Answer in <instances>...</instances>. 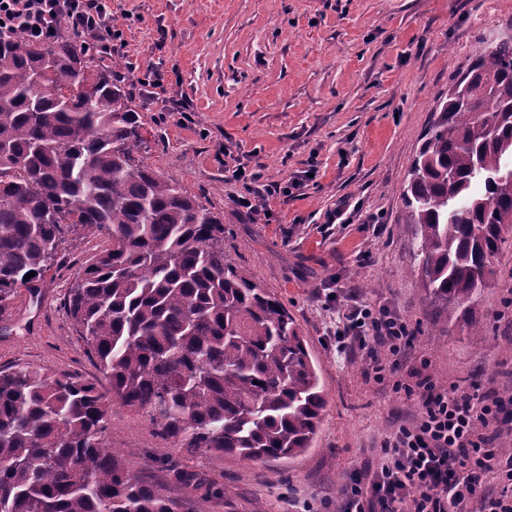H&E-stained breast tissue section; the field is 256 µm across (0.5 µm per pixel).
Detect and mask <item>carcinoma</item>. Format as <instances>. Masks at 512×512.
<instances>
[{
    "label": "carcinoma",
    "instance_id": "1",
    "mask_svg": "<svg viewBox=\"0 0 512 512\" xmlns=\"http://www.w3.org/2000/svg\"><path fill=\"white\" fill-rule=\"evenodd\" d=\"M88 50L62 32L0 31V308L18 287L39 293L79 230L111 241L65 302L110 388L0 369V512H182L105 443L114 402L188 455L291 459L312 447L323 385L286 306L224 253L223 219L137 157L119 61ZM440 112L405 222L427 298L481 336L471 302L512 224V36L448 85Z\"/></svg>",
    "mask_w": 512,
    "mask_h": 512
}]
</instances>
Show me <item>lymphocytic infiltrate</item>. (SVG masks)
Segmentation results:
<instances>
[{
  "label": "lymphocytic infiltrate",
  "instance_id": "obj_1",
  "mask_svg": "<svg viewBox=\"0 0 512 512\" xmlns=\"http://www.w3.org/2000/svg\"><path fill=\"white\" fill-rule=\"evenodd\" d=\"M64 24L106 57L122 37L107 20L104 0H0V28L47 39ZM232 176L251 192L238 200L245 208L252 196L288 197L302 185L296 176L267 183L260 170L241 165ZM412 337L409 324L388 307L358 300L333 333L337 351L354 345L365 351L367 378L391 382L397 392H420L422 400L418 419L382 441L379 466L351 474L342 512H470L474 503L479 512H512V454L497 443L503 430H512V413L478 385L442 388L417 370L411 382L396 379ZM488 476L495 491L484 488Z\"/></svg>",
  "mask_w": 512,
  "mask_h": 512
}]
</instances>
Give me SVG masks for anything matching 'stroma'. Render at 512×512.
<instances>
[{
  "label": "stroma",
  "instance_id": "35a3bbf8",
  "mask_svg": "<svg viewBox=\"0 0 512 512\" xmlns=\"http://www.w3.org/2000/svg\"><path fill=\"white\" fill-rule=\"evenodd\" d=\"M125 45L120 73L133 85L143 152L162 177L224 220L235 265L275 294L308 341L326 405L312 447L294 459L242 462L181 454L142 415L114 405L105 438L131 470L182 498L190 512H336L347 475L378 466V448L415 420L419 396L364 375L357 350L338 357L328 335L340 298L389 307L413 328L401 375L428 360L440 385L492 386L512 400V233L473 306L484 339L447 329L420 285L416 225L406 223L409 171L450 80L479 53L512 35V0H105ZM161 86H138L149 72ZM189 104L179 112L176 102ZM265 179L313 170L288 198L247 210L235 165ZM349 208L327 216L339 199ZM108 241L90 232L46 272L39 298L17 289L0 309V367H41L108 387L64 299ZM175 460L198 476L182 485ZM223 487L220 497L209 486Z\"/></svg>",
  "mask_w": 512,
  "mask_h": 512
}]
</instances>
